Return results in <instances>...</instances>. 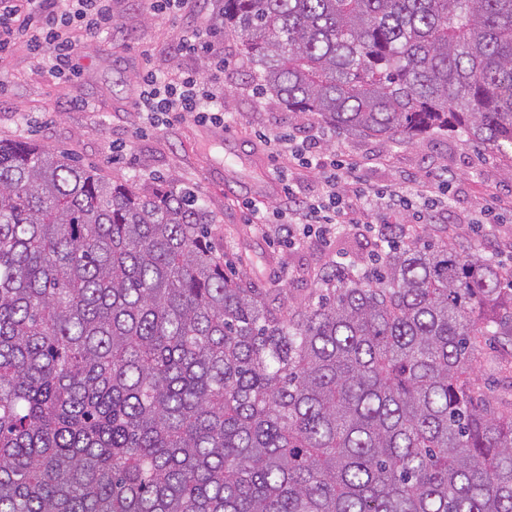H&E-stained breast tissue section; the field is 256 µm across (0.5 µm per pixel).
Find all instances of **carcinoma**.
I'll return each instance as SVG.
<instances>
[{
    "label": "carcinoma",
    "instance_id": "cac0c4a2",
    "mask_svg": "<svg viewBox=\"0 0 512 512\" xmlns=\"http://www.w3.org/2000/svg\"><path fill=\"white\" fill-rule=\"evenodd\" d=\"M295 121L512 151V0H222ZM215 218L0 142V512H512V410L471 369L512 268L421 234L298 303Z\"/></svg>",
    "mask_w": 512,
    "mask_h": 512
}]
</instances>
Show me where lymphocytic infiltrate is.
<instances>
[{"instance_id": "lymphocytic-infiltrate-1", "label": "lymphocytic infiltrate", "mask_w": 512, "mask_h": 512, "mask_svg": "<svg viewBox=\"0 0 512 512\" xmlns=\"http://www.w3.org/2000/svg\"><path fill=\"white\" fill-rule=\"evenodd\" d=\"M113 26L111 0H0V58L7 56L17 42H25L34 56L50 55L60 77L72 84L78 79L75 54ZM135 106L152 127L186 117L202 124L224 120V99L218 88L193 71L164 78L147 71ZM267 146L271 154L287 155L289 161L324 176L321 194L307 198L287 194L282 212L275 215L283 223L282 239L292 246L311 235L331 237L345 224L365 225L375 245L390 243L394 233L408 234L410 225L395 226L389 210L402 208L410 212V224L424 223L420 203L429 200L433 186L444 187L449 181L444 174L437 184L417 181L409 192L389 195L384 211L374 221L370 218L369 196L357 185L361 161L336 160L307 141L273 138Z\"/></svg>"}]
</instances>
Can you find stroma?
Listing matches in <instances>:
<instances>
[{"instance_id":"stroma-1","label":"stroma","mask_w":512,"mask_h":512,"mask_svg":"<svg viewBox=\"0 0 512 512\" xmlns=\"http://www.w3.org/2000/svg\"><path fill=\"white\" fill-rule=\"evenodd\" d=\"M217 8L216 0H201L195 19L187 22L148 16L146 0H112L116 26L81 50V77L72 88L57 78L50 58L34 57L26 43L15 44L0 59V140H34L144 190L176 177L214 213L212 242L225 263L258 287L284 288L298 300L336 266L369 271L370 235L364 226H349L329 240L309 237L290 247L279 242L274 225L250 223L247 203L274 207L283 196L270 178L288 161L270 155L260 140L264 134L315 140L340 160L365 159L360 177L372 193H404L409 178L430 181L452 170L456 178L444 195L445 221L434 225L433 240L450 239L460 250L512 266V208L497 205L512 198L502 159L460 134L385 143L338 131L317 117L293 121L277 98L262 92L254 62L234 37H214L225 58L217 84L232 101L223 124L176 119L143 128L133 102L144 67L162 77L201 69L200 57L174 56L168 47L209 23ZM76 97L82 107L73 106ZM474 376L490 385L499 409L512 408L511 344L485 347Z\"/></svg>"}]
</instances>
